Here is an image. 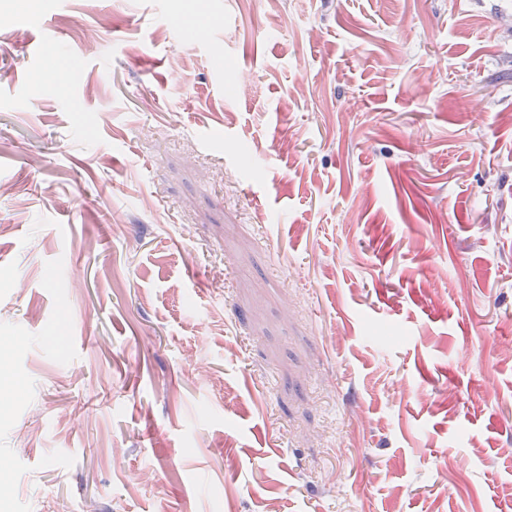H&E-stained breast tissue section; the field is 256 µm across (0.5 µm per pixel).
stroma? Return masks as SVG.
Returning a JSON list of instances; mask_svg holds the SVG:
<instances>
[{
  "instance_id": "35a3bbf8",
  "label": "stroma",
  "mask_w": 512,
  "mask_h": 512,
  "mask_svg": "<svg viewBox=\"0 0 512 512\" xmlns=\"http://www.w3.org/2000/svg\"><path fill=\"white\" fill-rule=\"evenodd\" d=\"M3 342L0 512H512V0L0 20Z\"/></svg>"
}]
</instances>
